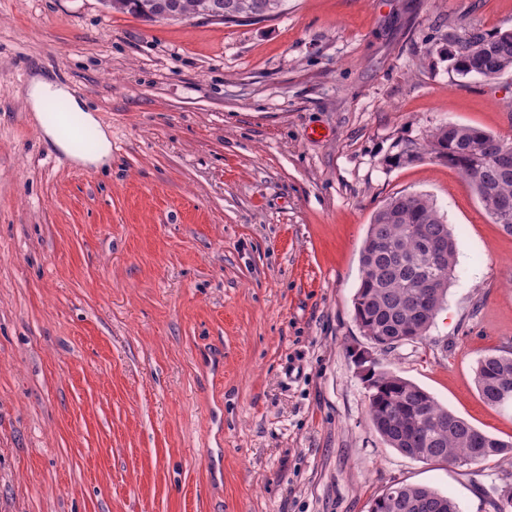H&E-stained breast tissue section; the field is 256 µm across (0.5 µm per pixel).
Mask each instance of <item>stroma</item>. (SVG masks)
<instances>
[{"mask_svg": "<svg viewBox=\"0 0 512 512\" xmlns=\"http://www.w3.org/2000/svg\"><path fill=\"white\" fill-rule=\"evenodd\" d=\"M473 24L512 28V0H288L228 25L0 0V512H369L397 483L493 512L512 460L388 448L359 364L512 439L474 384L512 348V235L448 165L385 162L448 122L512 142V73L436 52ZM39 72L110 130L108 166L43 135ZM400 192L444 214L460 279L383 352L353 297Z\"/></svg>", "mask_w": 512, "mask_h": 512, "instance_id": "35a3bbf8", "label": "stroma"}]
</instances>
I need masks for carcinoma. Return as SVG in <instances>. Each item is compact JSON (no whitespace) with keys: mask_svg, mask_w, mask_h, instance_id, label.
I'll return each mask as SVG.
<instances>
[{"mask_svg":"<svg viewBox=\"0 0 512 512\" xmlns=\"http://www.w3.org/2000/svg\"><path fill=\"white\" fill-rule=\"evenodd\" d=\"M106 7L143 21L182 20L203 10L224 23L266 20L286 11L285 0H104ZM444 57L460 76L495 78L512 70V34L471 25L453 35ZM512 142L476 127L448 123L422 141L409 140L390 157L397 166L426 158L456 169L483 208L512 206V168L497 165V154ZM361 282L353 307L363 336L387 352L404 341L422 339L442 308L448 286L459 280L457 239L444 215L425 194L390 197L373 215L360 252ZM367 364L368 414L391 448L416 460L479 464L512 454V443L485 434L448 411L433 395L378 360ZM488 405L512 410V351L485 355L474 376ZM373 499L370 512H459L448 495L423 485L398 483Z\"/></svg>","mask_w":512,"mask_h":512,"instance_id":"1","label":"carcinoma"}]
</instances>
